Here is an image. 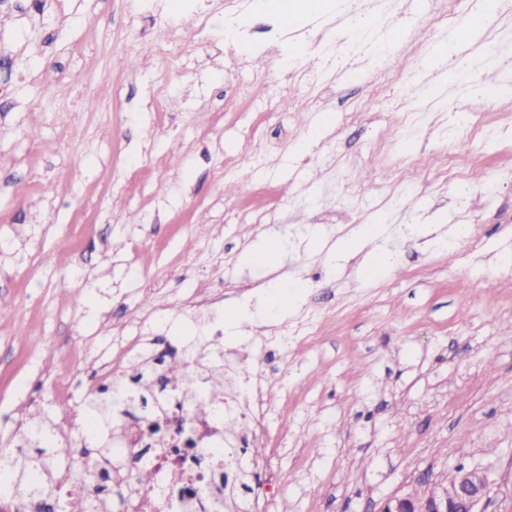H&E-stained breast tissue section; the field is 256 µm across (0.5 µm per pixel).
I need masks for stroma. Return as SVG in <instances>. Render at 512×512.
<instances>
[{"label": "stroma", "instance_id": "35a3bbf8", "mask_svg": "<svg viewBox=\"0 0 512 512\" xmlns=\"http://www.w3.org/2000/svg\"><path fill=\"white\" fill-rule=\"evenodd\" d=\"M480 2L428 24L407 0H291L272 39L259 0H0V449L53 416L61 383L82 404L135 336L219 337L240 385L288 334L264 369L262 451L245 453L266 512H378L459 466L486 472L483 512H512V97L453 98L432 56ZM292 73L291 111L275 97ZM472 111L481 129L454 119ZM421 155L436 172L399 182ZM449 161L479 170L468 194ZM364 224L381 234L335 259ZM375 250L394 265L370 275Z\"/></svg>", "mask_w": 512, "mask_h": 512}]
</instances>
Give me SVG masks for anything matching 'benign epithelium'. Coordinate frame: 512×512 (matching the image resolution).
I'll return each instance as SVG.
<instances>
[{
	"label": "benign epithelium",
	"mask_w": 512,
	"mask_h": 512,
	"mask_svg": "<svg viewBox=\"0 0 512 512\" xmlns=\"http://www.w3.org/2000/svg\"><path fill=\"white\" fill-rule=\"evenodd\" d=\"M419 484L431 491L393 495L384 501L379 512H480L478 505L489 488L486 473L475 468L456 470L454 479L447 484L424 474L419 477Z\"/></svg>",
	"instance_id": "1"
}]
</instances>
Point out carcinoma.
Segmentation results:
<instances>
[{
  "instance_id": "carcinoma-1",
  "label": "carcinoma",
  "mask_w": 512,
  "mask_h": 512,
  "mask_svg": "<svg viewBox=\"0 0 512 512\" xmlns=\"http://www.w3.org/2000/svg\"><path fill=\"white\" fill-rule=\"evenodd\" d=\"M186 352L198 357L193 372L187 371L179 360H171L158 369L146 357L132 358L124 371L112 379L110 388L86 396L81 418L66 433L57 430L48 417L31 418L20 445L3 466L6 481L12 485L15 512H99L105 505L112 506L110 485L122 486L117 480L121 469L113 451L123 432L121 413L132 416L142 411L160 416L166 412L168 398L180 394L194 414L212 417L214 405L207 393L224 394V350L201 342L187 346ZM88 421L97 438L98 455L107 462L98 475V496L78 494L63 499L58 493L62 482L82 485L88 476L72 438V434L84 431ZM230 463L236 466V473L232 479H224V498L216 503V512H238L246 505V467L235 457Z\"/></svg>"
}]
</instances>
